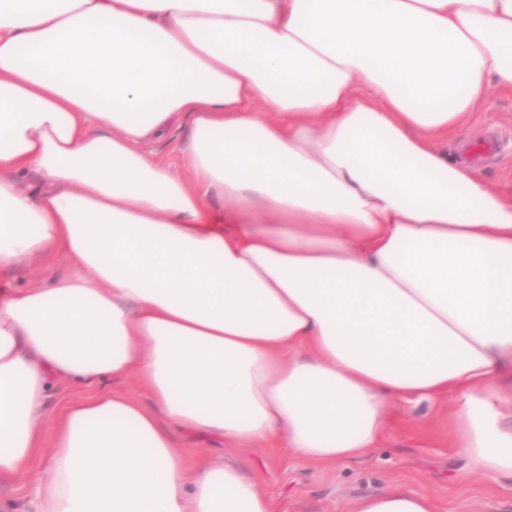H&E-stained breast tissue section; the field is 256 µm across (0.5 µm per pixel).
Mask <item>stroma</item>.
<instances>
[{
  "label": "stroma",
  "mask_w": 512,
  "mask_h": 512,
  "mask_svg": "<svg viewBox=\"0 0 512 512\" xmlns=\"http://www.w3.org/2000/svg\"><path fill=\"white\" fill-rule=\"evenodd\" d=\"M501 137L497 158L478 164V176L512 198V97L488 91L470 127L448 141V152L464 154L483 136ZM179 447L188 462L209 458L256 478L277 512H349L358 498L392 487L425 493L438 512H512V479L480 474L459 480L465 466L457 454L448 404L396 401L387 410L386 430L373 455L346 464L317 465L287 443L232 448L216 436L186 435Z\"/></svg>",
  "instance_id": "35a3bbf8"
}]
</instances>
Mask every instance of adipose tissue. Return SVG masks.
I'll return each instance as SVG.
<instances>
[{
  "mask_svg": "<svg viewBox=\"0 0 512 512\" xmlns=\"http://www.w3.org/2000/svg\"><path fill=\"white\" fill-rule=\"evenodd\" d=\"M491 87L512 0H0V274L68 262L0 285L26 512H275L179 433L343 463L393 400L447 399L466 472L512 477V199L445 151ZM66 268L67 264L61 259L57 260V263L54 267H48L40 261L33 262L31 264L14 269L10 273L9 279L15 285H26L33 283L36 280H47L51 276L62 272Z\"/></svg>",
  "mask_w": 512,
  "mask_h": 512,
  "instance_id": "ef3b65f1",
  "label": "adipose tissue"
}]
</instances>
